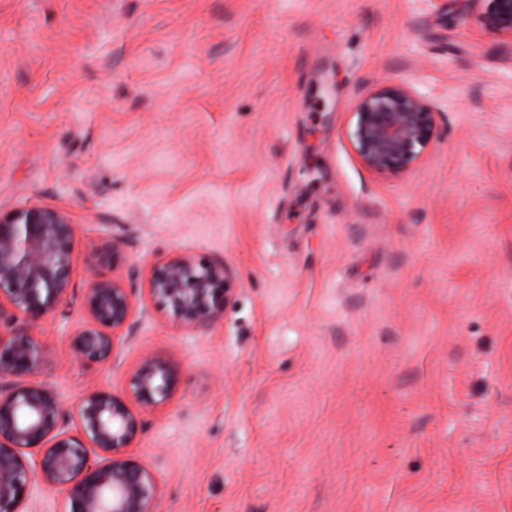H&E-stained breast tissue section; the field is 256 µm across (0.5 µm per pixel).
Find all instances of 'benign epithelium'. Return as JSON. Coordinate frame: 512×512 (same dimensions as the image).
<instances>
[{"label": "benign epithelium", "mask_w": 512, "mask_h": 512, "mask_svg": "<svg viewBox=\"0 0 512 512\" xmlns=\"http://www.w3.org/2000/svg\"><path fill=\"white\" fill-rule=\"evenodd\" d=\"M486 25L512 37V0H491ZM350 144L374 172H404L431 143L436 128L430 101L406 80H385L355 92ZM76 230L68 215L48 207L0 212V512H25L29 489L65 494L70 512H155L150 470L122 455L136 437L140 413L165 401L177 375L145 355L132 376L130 396L96 388L64 406L52 385L32 376L45 346L34 330L62 305L71 289ZM232 272L223 261L175 254L157 262L148 278L152 298L185 328L207 329L224 314ZM89 320L74 335V353L112 358L114 340L129 326L133 293L122 278L94 279L86 293ZM76 421L77 433L69 424ZM35 449L30 464L25 450ZM104 456L94 462L91 454Z\"/></svg>", "instance_id": "benign-epithelium-1"}]
</instances>
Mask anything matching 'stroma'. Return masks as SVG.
Here are the masks:
<instances>
[{"label": "stroma", "instance_id": "stroma-1", "mask_svg": "<svg viewBox=\"0 0 512 512\" xmlns=\"http://www.w3.org/2000/svg\"><path fill=\"white\" fill-rule=\"evenodd\" d=\"M489 6L0 0V212L62 210L78 240L37 377L72 405L169 364L126 450L157 512H512V39ZM390 78L437 112L403 173L347 136ZM176 253L234 272L209 329L148 292ZM116 275L132 329L77 357L88 281Z\"/></svg>", "mask_w": 512, "mask_h": 512}]
</instances>
